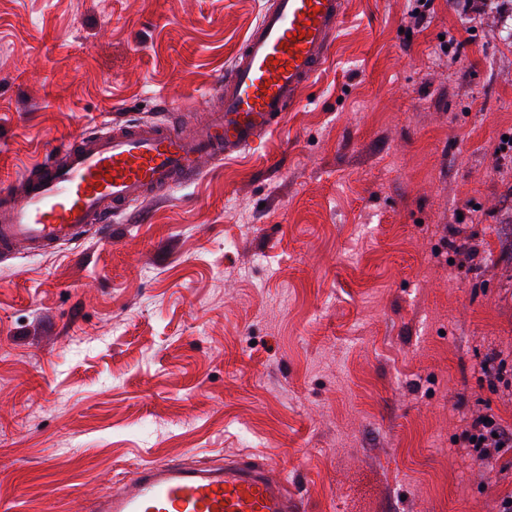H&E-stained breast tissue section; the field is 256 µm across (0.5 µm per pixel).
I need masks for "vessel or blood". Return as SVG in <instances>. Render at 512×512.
<instances>
[{"label": "vessel or blood", "mask_w": 512, "mask_h": 512, "mask_svg": "<svg viewBox=\"0 0 512 512\" xmlns=\"http://www.w3.org/2000/svg\"><path fill=\"white\" fill-rule=\"evenodd\" d=\"M344 0H271L232 64L215 105L196 126L178 114L138 123L96 122L54 145L0 187V256L85 240L146 196L192 182L203 162L239 153L275 129L302 87L326 66ZM271 465L245 455L217 468L149 463L86 512H295Z\"/></svg>", "instance_id": "b4317fda"}]
</instances>
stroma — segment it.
<instances>
[{"instance_id": "35a3bbf8", "label": "stroma", "mask_w": 512, "mask_h": 512, "mask_svg": "<svg viewBox=\"0 0 512 512\" xmlns=\"http://www.w3.org/2000/svg\"><path fill=\"white\" fill-rule=\"evenodd\" d=\"M267 0H0V181L112 117L202 120ZM425 19L413 24L412 10ZM512 0H345L272 133L105 234L0 260V506L270 460L300 512H495L512 425ZM485 418L489 421L484 422ZM469 437L468 444L471 449L469 455L485 464L498 463L512 452V428L503 424L492 415L473 417L467 423ZM493 433L497 437H493ZM476 438V441H473Z\"/></svg>"}]
</instances>
